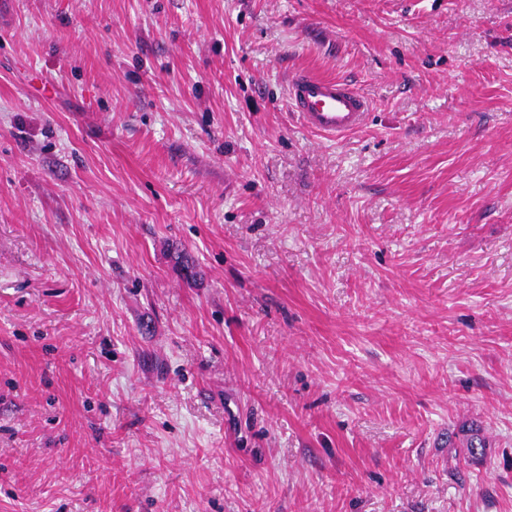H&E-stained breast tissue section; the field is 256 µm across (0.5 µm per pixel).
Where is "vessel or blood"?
I'll return each mask as SVG.
<instances>
[{
  "instance_id": "1",
  "label": "vessel or blood",
  "mask_w": 512,
  "mask_h": 512,
  "mask_svg": "<svg viewBox=\"0 0 512 512\" xmlns=\"http://www.w3.org/2000/svg\"><path fill=\"white\" fill-rule=\"evenodd\" d=\"M288 101L304 126L329 137L360 129L370 110L368 99L350 82L309 73L290 78Z\"/></svg>"
}]
</instances>
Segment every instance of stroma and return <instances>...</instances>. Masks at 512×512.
Returning a JSON list of instances; mask_svg holds the SVG:
<instances>
[{
	"label": "stroma",
	"mask_w": 512,
	"mask_h": 512,
	"mask_svg": "<svg viewBox=\"0 0 512 512\" xmlns=\"http://www.w3.org/2000/svg\"><path fill=\"white\" fill-rule=\"evenodd\" d=\"M0 512H512V0H0ZM288 101L304 126L329 137L360 129L371 107L350 82L309 73L290 78Z\"/></svg>",
	"instance_id": "obj_1"
}]
</instances>
